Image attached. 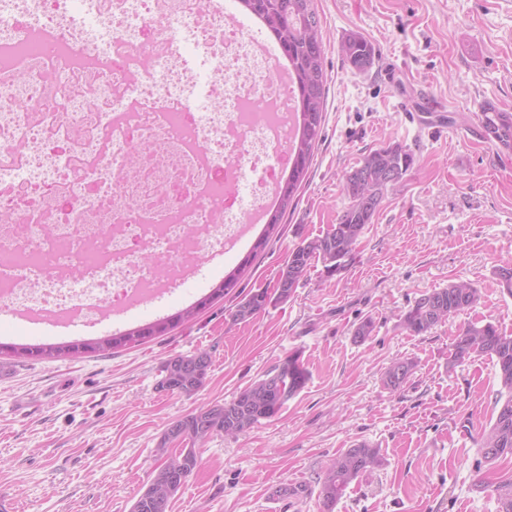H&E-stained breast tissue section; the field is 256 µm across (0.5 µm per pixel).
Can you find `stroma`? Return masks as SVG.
Segmentation results:
<instances>
[{
	"label": "stroma",
	"mask_w": 512,
	"mask_h": 512,
	"mask_svg": "<svg viewBox=\"0 0 512 512\" xmlns=\"http://www.w3.org/2000/svg\"><path fill=\"white\" fill-rule=\"evenodd\" d=\"M326 34L327 107L321 139L278 237L238 288L193 321L106 354L0 366V497L12 512H130L176 419L230 401L292 351L310 380L275 419L238 437L213 435L169 512H264L272 491L303 484L291 512H323L318 478L336 455L365 441L381 465L352 484L334 512H497L495 486L512 461L482 463L481 433L500 384L492 362L450 365L459 330L493 323L512 334V151L486 139L484 105L512 112V0H315ZM352 32L376 52L369 73L344 63ZM443 112L448 124L421 123ZM389 141L415 163L390 187L355 260L327 273L314 262L287 300L233 321L246 294L275 290L289 252L336 223L341 177ZM249 248L202 256L199 274L141 306L135 320L76 326L73 339L109 336L159 320L209 293ZM465 280L478 303L415 335L399 316L421 295ZM374 330L356 341L355 327ZM205 349L199 391L160 392L163 363ZM414 372L392 393L382 377L396 358Z\"/></svg>",
	"instance_id": "obj_1"
}]
</instances>
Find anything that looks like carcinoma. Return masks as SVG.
I'll return each mask as SVG.
<instances>
[{
  "instance_id": "obj_1",
  "label": "carcinoma",
  "mask_w": 512,
  "mask_h": 512,
  "mask_svg": "<svg viewBox=\"0 0 512 512\" xmlns=\"http://www.w3.org/2000/svg\"><path fill=\"white\" fill-rule=\"evenodd\" d=\"M315 0H237L242 11L256 16L271 32L288 62V74L296 99V135L291 149L288 177L277 186V199L267 212L266 229L237 269L224 277L222 284L194 306L152 325L141 326L119 336L95 341H79L63 346H16L0 342V357L53 359L62 355L104 353L129 344H141L162 335L199 311L221 299L238 286L240 275L266 248L269 237L277 232L281 220L294 205L306 179L324 123L327 79L325 46ZM351 69L366 73L375 61V50L363 35L348 34L340 47ZM482 127L486 136L503 148L512 149V113L492 105L482 107ZM414 164L413 153L400 142H389L371 149L358 165L343 176L347 205L321 237L303 240L288 255L279 271L277 289L291 295L306 276L313 261L322 260L329 273L344 269L353 259L361 236L372 223L388 188L399 183ZM479 291L469 282H457L415 300L400 317L401 326L420 335L430 332L449 317L473 307ZM268 289H258L244 296L231 317L248 322L267 310L272 303ZM474 356L493 361L502 391L495 401L496 415L481 436L479 453L486 462L512 459V335H506L492 323L469 325L459 331L451 344L449 359L454 365ZM211 355L198 351L178 355L163 365L157 389L169 393L192 394L206 382ZM414 364L396 358L384 373L383 385L396 392L408 381ZM309 371L295 351L280 360L251 385L224 404L201 407L173 421L167 427L156 452L160 463L152 471L148 488L131 506V512H169L171 499L199 463L198 446L213 435L235 437L279 415L275 411L280 397L298 396L306 387ZM380 450L365 441L351 445L336 458L319 478L320 496L325 512H333L349 486L363 473L381 465ZM498 512H512V478L496 488Z\"/></svg>"
}]
</instances>
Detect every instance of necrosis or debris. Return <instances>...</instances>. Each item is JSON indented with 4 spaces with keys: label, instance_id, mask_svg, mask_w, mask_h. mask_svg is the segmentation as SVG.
I'll return each mask as SVG.
<instances>
[{
    "label": "necrosis or debris",
    "instance_id": "obj_1",
    "mask_svg": "<svg viewBox=\"0 0 512 512\" xmlns=\"http://www.w3.org/2000/svg\"><path fill=\"white\" fill-rule=\"evenodd\" d=\"M224 0H0V304L84 321L274 202L288 68Z\"/></svg>",
    "mask_w": 512,
    "mask_h": 512
}]
</instances>
